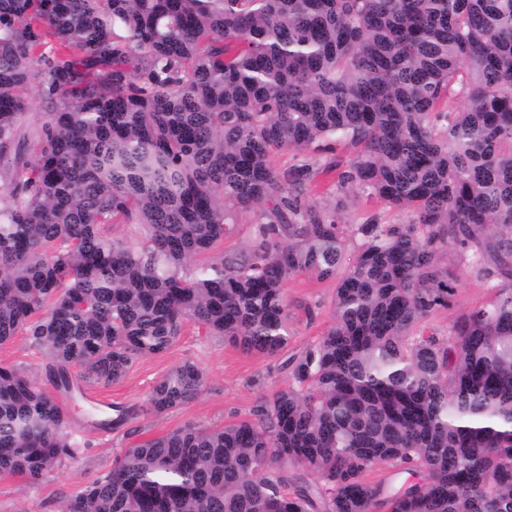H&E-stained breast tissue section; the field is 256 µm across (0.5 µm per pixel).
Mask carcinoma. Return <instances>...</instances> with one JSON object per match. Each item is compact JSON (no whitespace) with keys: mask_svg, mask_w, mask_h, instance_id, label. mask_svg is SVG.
<instances>
[{"mask_svg":"<svg viewBox=\"0 0 512 512\" xmlns=\"http://www.w3.org/2000/svg\"><path fill=\"white\" fill-rule=\"evenodd\" d=\"M319 142L339 190L412 220L346 231L302 201L316 171L270 156ZM0 182V345L48 356L43 386L0 365V475L73 457L56 392L120 381L189 322L279 352L309 273L336 280L332 323L254 418L127 448L62 512H512V0H0ZM260 205L249 249L192 265ZM456 248L493 298L427 334ZM205 384L186 361L146 410ZM381 464L401 482L368 481ZM30 109L20 121V133L22 149L26 158L32 159L36 153L38 130L41 124L40 117L43 115V107L38 94H30ZM104 236L123 239L130 243H137L142 237V230L135 224H105L101 228Z\"/></svg>","mask_w":512,"mask_h":512,"instance_id":"1","label":"carcinoma"}]
</instances>
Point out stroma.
I'll use <instances>...</instances> for the list:
<instances>
[{"label": "stroma", "instance_id": "35a3bbf8", "mask_svg": "<svg viewBox=\"0 0 512 512\" xmlns=\"http://www.w3.org/2000/svg\"><path fill=\"white\" fill-rule=\"evenodd\" d=\"M336 181V172L317 174L302 186L301 193L341 224H404L409 220L406 211L363 193L340 192ZM335 288V280H320L304 273L288 279L285 294L291 335L286 347L276 355L244 351L190 323L168 350L137 358L120 382L87 388L84 398L78 400L60 397L69 420V438L76 445L75 456L65 459L36 484L19 476L0 475V512H60L65 500L110 471L126 448L187 423L220 427L252 417L262 401L288 385L294 361L331 324ZM490 298L484 283L473 273H465L449 307L427 319L426 332L447 334L460 314ZM186 361L196 363L207 376L199 397L163 414L144 412L152 387ZM46 362L45 350L34 346L26 334H18L0 346V363L23 368L31 376L41 377ZM91 403L103 408L137 407L141 415L121 428H103L95 425L86 412Z\"/></svg>", "mask_w": 512, "mask_h": 512}]
</instances>
